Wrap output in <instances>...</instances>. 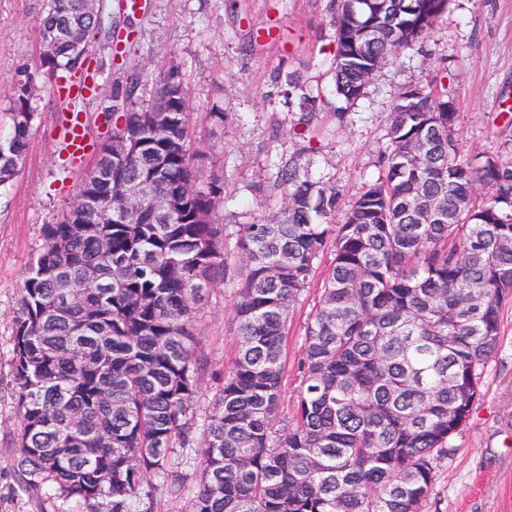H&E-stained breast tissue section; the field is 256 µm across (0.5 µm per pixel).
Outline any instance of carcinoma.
<instances>
[{
    "label": "carcinoma",
    "mask_w": 512,
    "mask_h": 512,
    "mask_svg": "<svg viewBox=\"0 0 512 512\" xmlns=\"http://www.w3.org/2000/svg\"><path fill=\"white\" fill-rule=\"evenodd\" d=\"M449 0H331L338 123L374 74L430 35ZM81 0H45L42 26L62 29ZM84 22L105 27L103 0ZM388 27L366 43L364 27ZM66 43L24 69L0 138V186L27 153L39 101L74 72ZM440 73L409 85L390 112L379 175L342 209L334 186L278 168L282 202L231 232L240 259L236 348L204 413L199 303L228 267L216 220L224 182L195 164L184 77L161 73L147 105L139 78L112 86L113 135L140 148L98 159L76 200L149 182L139 218L43 225L15 319L10 368L22 488L49 486L82 512H153L160 490L194 478L187 512H420L450 438L466 424L512 301V161L465 155ZM170 196L173 214L152 199ZM109 244L99 249L100 241ZM332 261L304 326L300 392L279 420L292 308L326 249ZM81 294L68 301L60 279ZM199 464L188 466L189 451Z\"/></svg>",
    "instance_id": "1"
}]
</instances>
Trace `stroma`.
<instances>
[{
	"label": "stroma",
	"instance_id": "35a3bbf8",
	"mask_svg": "<svg viewBox=\"0 0 512 512\" xmlns=\"http://www.w3.org/2000/svg\"><path fill=\"white\" fill-rule=\"evenodd\" d=\"M111 19L132 22L131 61L117 67L108 42L96 44L100 97L85 106L91 141L108 140L113 122L102 115L115 81L140 77L139 96L151 99L152 75L179 66L184 75L191 140L204 178L224 179L220 222L256 221L265 198L279 200L273 184L278 167L299 158L300 173L336 186L344 200L357 196L379 174L392 103L402 87L423 84L447 70L446 83L459 112L464 152L512 156V0H450L422 51H411L375 73L367 95L343 125L319 112L314 139L293 131L302 107L287 96L289 79L311 95L334 100L330 68L333 29L330 0H141L127 18L119 0H106ZM45 0H0V137L9 126L2 113L19 69L37 61ZM224 115L215 125L211 113ZM68 114L44 97L26 160L13 182L0 187V512H81L43 489L23 491L14 469L17 406L10 375V348L28 264L42 249V227L58 221L76 199L94 154L81 162L64 158L56 133ZM223 280L208 289L198 329L208 366L198 395L208 406L235 351L233 306L238 277L229 258ZM319 298L318 286L294 307L286 347L287 365L279 414L294 412L300 385L297 361L303 326ZM454 452L436 470L423 512H512V304L501 313V335L487 362L467 423L451 438Z\"/></svg>",
	"mask_w": 512,
	"mask_h": 512
}]
</instances>
